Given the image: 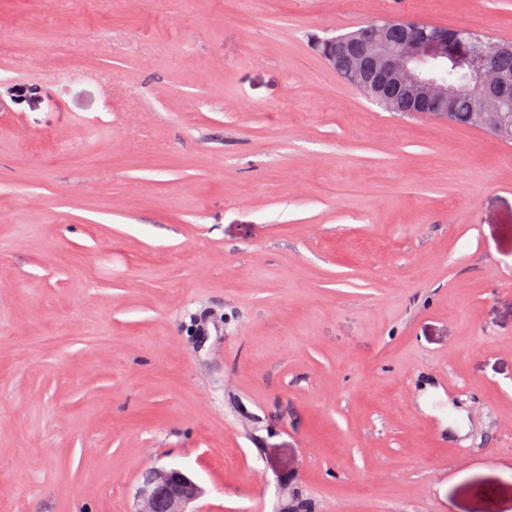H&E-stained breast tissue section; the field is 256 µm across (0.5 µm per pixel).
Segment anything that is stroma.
<instances>
[{"mask_svg":"<svg viewBox=\"0 0 512 512\" xmlns=\"http://www.w3.org/2000/svg\"><path fill=\"white\" fill-rule=\"evenodd\" d=\"M512 0H0V512H512V144L311 50ZM33 91L16 103L17 86ZM203 493L199 484L181 469L152 467L138 490L140 508L136 512H198L189 507Z\"/></svg>","mask_w":512,"mask_h":512,"instance_id":"35a3bbf8","label":"stroma"}]
</instances>
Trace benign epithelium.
<instances>
[{"label":"benign epithelium","instance_id":"benign-epithelium-1","mask_svg":"<svg viewBox=\"0 0 512 512\" xmlns=\"http://www.w3.org/2000/svg\"><path fill=\"white\" fill-rule=\"evenodd\" d=\"M318 49L333 69L337 58H346L341 77L389 111L449 122L457 102L467 98L473 127L512 142V71L500 64L512 55L511 41L382 17L372 35L320 38ZM202 495L184 471L152 467L138 490L136 512H191Z\"/></svg>","mask_w":512,"mask_h":512}]
</instances>
